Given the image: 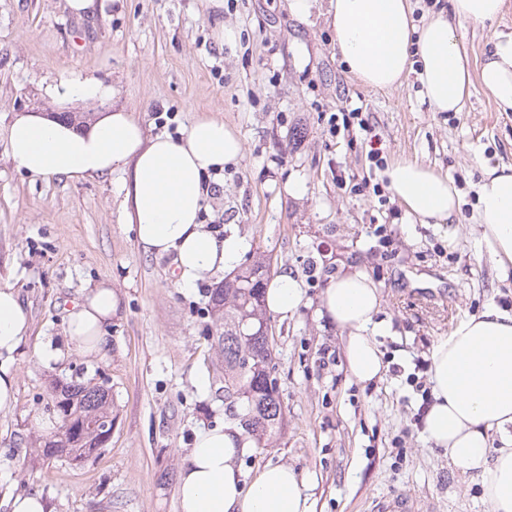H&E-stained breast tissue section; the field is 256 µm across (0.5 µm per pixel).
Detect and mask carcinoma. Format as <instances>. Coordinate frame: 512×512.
<instances>
[{"label":"carcinoma","mask_w":512,"mask_h":512,"mask_svg":"<svg viewBox=\"0 0 512 512\" xmlns=\"http://www.w3.org/2000/svg\"><path fill=\"white\" fill-rule=\"evenodd\" d=\"M269 274L270 262L259 251L251 263L240 266L232 277L212 289L209 300L214 316L212 339L217 349L215 372L223 382L224 405L233 411L236 425L256 448L267 447L284 421L277 384L268 382L267 377L274 337L259 335L271 318L263 299ZM86 384L90 381L73 380L63 388L75 424L90 415V407L81 396ZM93 440V433L87 432L79 442L58 441L53 450L38 447L35 452L44 457L52 453L76 459Z\"/></svg>","instance_id":"carcinoma-1"}]
</instances>
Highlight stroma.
<instances>
[{
    "label": "stroma",
    "instance_id": "stroma-1",
    "mask_svg": "<svg viewBox=\"0 0 512 512\" xmlns=\"http://www.w3.org/2000/svg\"><path fill=\"white\" fill-rule=\"evenodd\" d=\"M314 0L307 20L285 0H102L81 21L65 0H0V122L53 113L47 87L82 73L115 84L116 106L147 134L178 135L209 115L244 145L237 166L211 175L202 217L235 233L245 253L265 251L272 275L301 287L299 307L271 317L273 362L286 418L273 443L243 458L246 473L285 464L306 478L315 512H367L396 489L424 512H493L473 477L433 450L414 416L433 344L488 306L512 314V265L499 268L473 204L484 169L512 163V112L473 87L462 112H434L415 74L380 91L340 61ZM235 30L218 45L217 22ZM471 67L502 17L464 24ZM360 109L367 130L329 131L331 113ZM411 160L447 174L463 198L452 223L423 224L389 190L384 170ZM120 174L72 182L21 173L0 141V285L18 292L29 333L13 354L16 402L0 413V512L8 498L41 494L52 512H177L178 473L200 431L223 423L208 338L211 286L180 287L171 257L138 245L123 216ZM356 266L379 284V347L390 370L362 384L348 372L343 333L320 314L329 280ZM109 281L122 301L103 353L65 340L66 310L83 289ZM97 378L110 388L111 441L81 464L31 450L58 417L51 379Z\"/></svg>",
    "mask_w": 512,
    "mask_h": 512
}]
</instances>
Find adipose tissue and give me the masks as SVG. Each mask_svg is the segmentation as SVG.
<instances>
[{"label":"adipose tissue","mask_w":512,"mask_h":512,"mask_svg":"<svg viewBox=\"0 0 512 512\" xmlns=\"http://www.w3.org/2000/svg\"><path fill=\"white\" fill-rule=\"evenodd\" d=\"M505 0H450L414 21L410 0H328L325 19L348 74L373 89L402 85L417 71L432 111L459 112L473 85L500 110L512 111V33L496 35L493 50L471 70L458 23L495 21ZM59 108L104 102L114 86L89 76L51 87ZM18 170L43 178L81 181L120 173L124 213L144 252L172 257L179 284L196 287L230 267L243 248L201 219L211 174L243 157L238 133L220 119L201 116L180 137L147 136L141 121L122 107L100 112L85 128L32 112L15 113L0 126ZM393 194L422 223L441 224L460 210L447 175L401 160L384 172ZM475 218L499 264L512 263V165L485 171ZM120 299L108 282L86 289L68 308L66 337L72 349L100 352L104 328ZM381 290L360 269L336 275L321 312L344 333L351 375L362 383L385 372L378 339L389 327L378 321ZM29 330V317L10 285H0V357H12ZM433 401L424 417L428 440L454 468L475 477L494 512H512V315L490 307L460 320L430 354ZM250 448L241 431L219 425L198 434L177 484L178 512H313L304 478L283 464L245 475L240 458Z\"/></svg>","instance_id":"ef3b65f1"}]
</instances>
